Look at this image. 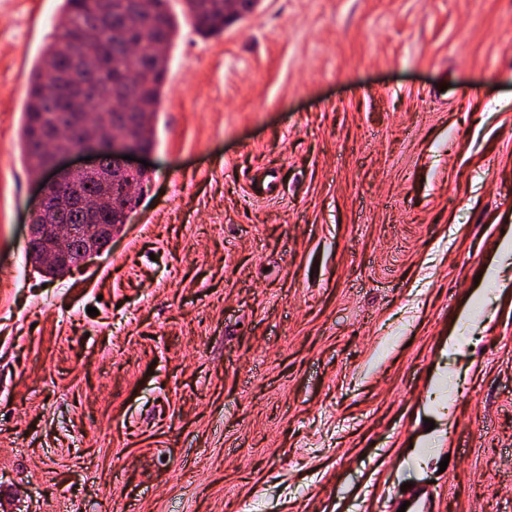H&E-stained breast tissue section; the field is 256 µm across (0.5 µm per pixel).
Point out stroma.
Masks as SVG:
<instances>
[{
	"instance_id": "obj_1",
	"label": "stroma",
	"mask_w": 512,
	"mask_h": 512,
	"mask_svg": "<svg viewBox=\"0 0 512 512\" xmlns=\"http://www.w3.org/2000/svg\"><path fill=\"white\" fill-rule=\"evenodd\" d=\"M59 6L0 0V512H512V0H171L140 201L51 280ZM194 31L203 39L217 38L233 21L225 17L240 14L241 0H183ZM225 16V17H224Z\"/></svg>"
}]
</instances>
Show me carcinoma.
<instances>
[{
    "instance_id": "obj_1",
    "label": "carcinoma",
    "mask_w": 512,
    "mask_h": 512,
    "mask_svg": "<svg viewBox=\"0 0 512 512\" xmlns=\"http://www.w3.org/2000/svg\"><path fill=\"white\" fill-rule=\"evenodd\" d=\"M61 18L65 29H55L48 36L28 78L23 122L20 130L23 163L28 174L42 176L49 155L42 145L40 131L69 124L70 113L61 111L60 91L55 84L56 72L68 66L65 48L78 30L100 29V14L89 0H62ZM194 31L203 39L224 34L230 20L224 17V0H183ZM179 34V24L169 8V0H112V17L104 39L94 51L102 56L100 89L96 99L87 103V113L96 129L112 133L123 124L114 121L113 90L119 87L136 107L131 110L134 123L130 131L140 147L151 149L154 141L153 119L158 112L168 72V56L156 51V45L168 50ZM80 146L78 132L62 135L55 141L57 152ZM69 261L58 259L40 263L38 271L50 279L69 273Z\"/></svg>"
}]
</instances>
